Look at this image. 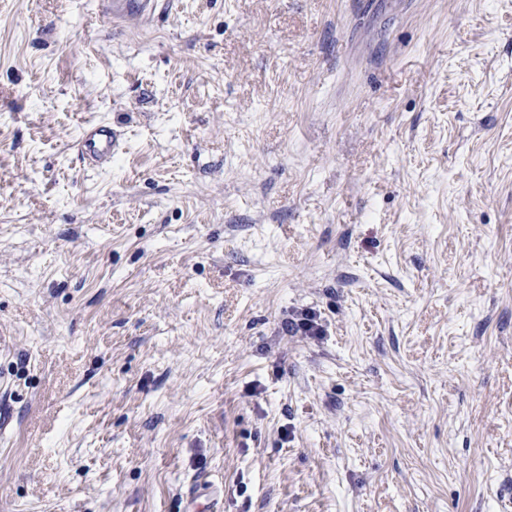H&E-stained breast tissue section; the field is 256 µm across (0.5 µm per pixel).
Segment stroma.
<instances>
[{"instance_id": "stroma-1", "label": "stroma", "mask_w": 512, "mask_h": 512, "mask_svg": "<svg viewBox=\"0 0 512 512\" xmlns=\"http://www.w3.org/2000/svg\"><path fill=\"white\" fill-rule=\"evenodd\" d=\"M0 408V512H512V0H0ZM114 22L148 21L154 10L153 0H103ZM119 136L111 125L87 121L81 127L74 147L84 166L97 167L112 159ZM283 330L290 336L319 339L325 334L321 314L313 309H300L288 314Z\"/></svg>"}]
</instances>
